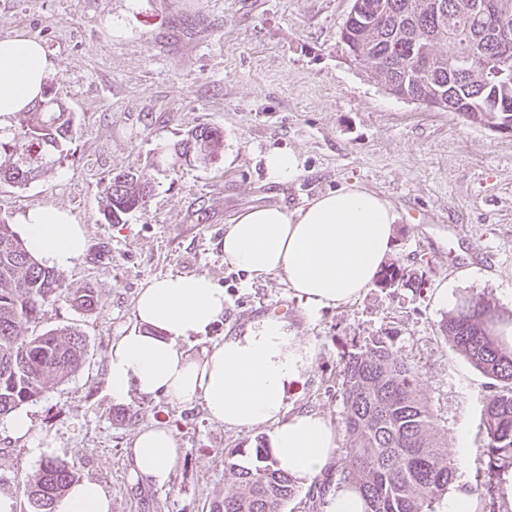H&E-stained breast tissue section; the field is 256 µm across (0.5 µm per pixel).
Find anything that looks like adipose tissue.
<instances>
[{
  "instance_id": "adipose-tissue-1",
  "label": "adipose tissue",
  "mask_w": 512,
  "mask_h": 512,
  "mask_svg": "<svg viewBox=\"0 0 512 512\" xmlns=\"http://www.w3.org/2000/svg\"><path fill=\"white\" fill-rule=\"evenodd\" d=\"M53 67L38 40L0 39V127L41 100ZM396 221L387 199L346 185L292 210L269 205L239 213L224 229V259L251 282L284 276L312 314L370 288L391 252ZM21 223L30 251L49 265L68 267L86 250L81 225L60 208L29 209ZM224 302L223 289L204 274L156 278L141 288L136 324L109 353L113 401L126 402L134 391L203 400L211 418L225 426L272 425V451L295 480L324 476L336 459V431L322 415L286 411L289 383L302 379L313 358L286 319L264 316L199 359L183 349L185 339L222 320ZM177 457L176 440L162 427L140 432L131 448L135 476L150 485L169 481ZM53 512H112V501L99 483L83 480L55 501Z\"/></svg>"
}]
</instances>
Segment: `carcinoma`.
<instances>
[{"label":"carcinoma","instance_id":"cac0c4a2","mask_svg":"<svg viewBox=\"0 0 512 512\" xmlns=\"http://www.w3.org/2000/svg\"><path fill=\"white\" fill-rule=\"evenodd\" d=\"M376 22L363 9L348 14L341 41L354 50L359 65L395 97L431 101L448 96V84L462 83L470 107L458 116L488 128L512 124V58L495 60L490 31L476 3L489 4L495 20L512 31V0H382ZM428 57L429 68L410 74L403 63L413 54ZM18 126L0 128V181L24 186L51 172L59 150L73 137L70 113L51 91ZM224 135L202 126L173 148V169L180 161L212 160ZM155 178L139 170L120 172L105 188L104 216L112 223L146 205ZM414 274L394 265L380 271L376 286L400 288ZM60 299L87 313L98 294L91 288L72 291L56 268L39 261L12 226L0 222V418L40 398L50 382L61 383L84 364L86 339L70 327L23 337L38 324L44 304ZM505 324L495 304L482 298L462 301L442 320L439 330L453 350L496 382L498 394L481 416L483 466L477 470L474 512L495 508L493 489L512 470V346L500 336ZM341 397L348 432L341 474L345 485L364 498L365 512H434L448 492L456 464L435 441V417L418 389L417 367L404 361L396 337L368 336L341 355ZM227 488L209 512H283L297 492L296 480L278 467L263 440L254 448L224 454ZM75 482L67 463L50 460L23 485L30 512H53V504Z\"/></svg>","mask_w":512,"mask_h":512}]
</instances>
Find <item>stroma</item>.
Listing matches in <instances>:
<instances>
[{"label":"stroma","instance_id":"stroma-1","mask_svg":"<svg viewBox=\"0 0 512 512\" xmlns=\"http://www.w3.org/2000/svg\"><path fill=\"white\" fill-rule=\"evenodd\" d=\"M351 0H0V38L39 40L55 63L47 83L66 104L76 135L53 172L18 187L0 182V221L22 231L29 208L68 211L87 238L85 254L62 275L68 288H93L87 314L66 301L44 306L37 332L73 327L86 338L79 373L23 405L30 440L0 419V494L27 503L18 484L46 461L68 463L77 479L99 482L112 512H209L224 494V451L251 448L271 425L228 428L201 402L131 393L114 402L107 360L113 340L135 323L138 293L154 278L205 274L223 288L224 319L185 342L194 357L276 312L315 356L289 385L286 410L315 412L348 433L339 392L340 356L353 340L387 333L420 372L457 464L456 485L473 488L481 453L478 425L495 390L452 351L439 325L450 308L481 296L512 317V136L429 112L387 94L347 63L339 32ZM223 131L224 149L203 164L160 176L147 204L120 224L102 214L116 173L150 170L189 130ZM296 152L303 173L289 184L266 178L264 153ZM355 183L394 206L390 263L425 286L367 289L343 306L307 314L284 278L247 282L224 259V227L256 206L293 209ZM448 287L439 305L440 285ZM161 426L179 457L167 487L135 481L129 448L142 429ZM38 443L41 454L30 445Z\"/></svg>","mask_w":512,"mask_h":512}]
</instances>
